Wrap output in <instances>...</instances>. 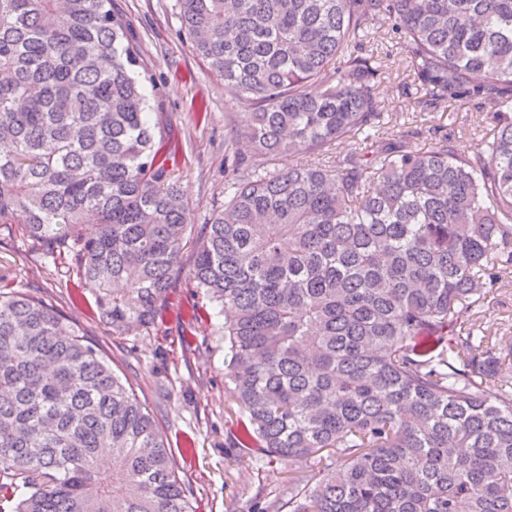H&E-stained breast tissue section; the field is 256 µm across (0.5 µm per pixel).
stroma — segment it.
Segmentation results:
<instances>
[{
    "mask_svg": "<svg viewBox=\"0 0 512 512\" xmlns=\"http://www.w3.org/2000/svg\"><path fill=\"white\" fill-rule=\"evenodd\" d=\"M175 0H114V7L133 24L143 68L154 82L142 91L151 120H162L176 147L172 175L188 203L190 231L183 242L180 264L190 268L203 224L224 206V138L232 97L222 80L180 36ZM409 76L404 67L388 70L377 93L384 100L392 126L405 132L419 118L415 93H403ZM206 101V114L195 107ZM440 135L451 137L455 149L471 154L469 135L483 115L473 101H449L429 113ZM0 277L12 287L42 297L75 322L85 339L99 348L114 372L128 382L153 413L159 432L172 448L181 479L190 489L195 512H253L255 502L281 496L288 486L287 461L268 462L258 449L240 448L235 439L238 406L224 382V338L206 323L190 324L178 314L202 292L177 277L166 312L147 333L113 335L93 318L84 302L74 304L64 286V262L44 258L22 225L0 224ZM486 328L512 336V285L488 293L481 312ZM190 346H183V339Z\"/></svg>",
    "mask_w": 512,
    "mask_h": 512,
    "instance_id": "stroma-1",
    "label": "stroma"
}]
</instances>
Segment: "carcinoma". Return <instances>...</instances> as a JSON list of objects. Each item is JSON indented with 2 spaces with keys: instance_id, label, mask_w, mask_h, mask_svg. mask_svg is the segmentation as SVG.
Wrapping results in <instances>:
<instances>
[{
  "instance_id": "cac0c4a2",
  "label": "carcinoma",
  "mask_w": 512,
  "mask_h": 512,
  "mask_svg": "<svg viewBox=\"0 0 512 512\" xmlns=\"http://www.w3.org/2000/svg\"><path fill=\"white\" fill-rule=\"evenodd\" d=\"M232 88L224 208L187 277L224 315L241 445L288 461L258 512H512V113L472 154L384 130L387 15L418 105L512 102V0H176ZM112 0H0V223L95 290L118 336L158 321L188 224ZM357 140L326 156L339 140ZM318 162L263 172L270 158ZM336 455L302 483L295 464ZM0 512H195L145 401L41 299L0 286ZM481 310L478 315L485 328L496 332L497 336H512V284L489 292Z\"/></svg>"
}]
</instances>
